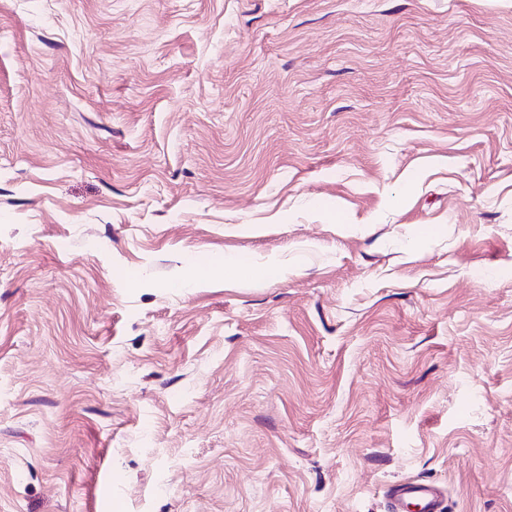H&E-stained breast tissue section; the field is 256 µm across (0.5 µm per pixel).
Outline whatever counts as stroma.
I'll use <instances>...</instances> for the list:
<instances>
[{
  "label": "stroma",
  "mask_w": 512,
  "mask_h": 512,
  "mask_svg": "<svg viewBox=\"0 0 512 512\" xmlns=\"http://www.w3.org/2000/svg\"><path fill=\"white\" fill-rule=\"evenodd\" d=\"M512 512V0H0V512ZM408 501H416L420 512H441V492L433 483L417 481L393 485L390 491L392 512H408Z\"/></svg>",
  "instance_id": "obj_1"
}]
</instances>
